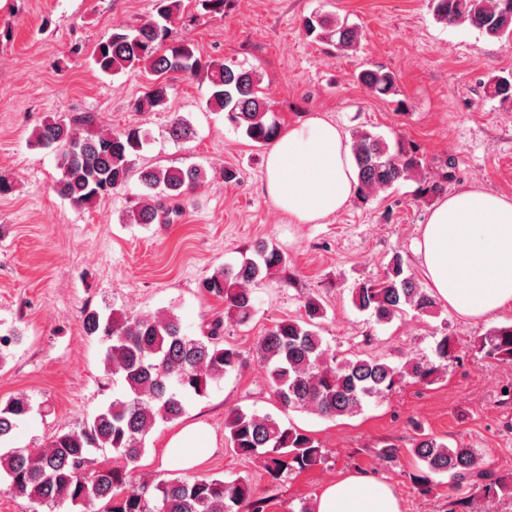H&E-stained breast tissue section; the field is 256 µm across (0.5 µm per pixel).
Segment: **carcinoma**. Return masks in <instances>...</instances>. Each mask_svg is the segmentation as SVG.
<instances>
[{
    "instance_id": "obj_1",
    "label": "carcinoma",
    "mask_w": 512,
    "mask_h": 512,
    "mask_svg": "<svg viewBox=\"0 0 512 512\" xmlns=\"http://www.w3.org/2000/svg\"><path fill=\"white\" fill-rule=\"evenodd\" d=\"M183 0H155L154 14L136 27L116 25L92 55L96 68L107 75L145 69L155 79L135 104V111L150 112L167 100L173 72H206L209 82L207 107L224 113L225 119L252 142L268 146L282 129L259 89L257 71L237 64L207 62L196 56L188 43L171 39V25L182 11ZM437 20L448 26L467 23L488 39L512 34V0H431ZM306 34L339 51L356 49L360 31L345 22H330L318 14L302 20ZM358 80L373 95L397 94L393 71L383 66L362 69ZM488 94L512 104V79L493 76ZM92 119L50 120L37 127L33 143L51 148L60 156L57 195L77 207H91L136 178L144 189L142 200L129 212L131 224L170 223L179 212L166 202L181 201L203 178L197 166L132 167L131 156L146 140L139 125L102 133L90 129ZM352 151L358 169L357 196L367 201L380 192L408 180L422 169L414 144L398 140L389 145L368 131L353 134ZM445 170L426 181L423 197L436 198L447 189L451 177ZM287 258L264 243L254 257L237 266L224 267L205 277L202 288L224 300L227 318L249 323L256 312L254 290L285 267ZM352 303L379 324L391 322L403 307L427 314L436 307L431 292L421 288L404 259L395 254L385 275L352 288ZM305 316L281 319L258 344L269 386L281 408L306 411L324 418L357 413L370 399H379L403 379L429 383L439 366L413 358L400 366L377 358L337 359L321 336L322 303L309 297ZM83 329L105 345L103 362L114 381L121 383L107 406L80 424L54 435L45 448L33 452L14 448L0 455V477L11 489L37 506L69 503L86 512H263V500L253 497L250 485L240 479L199 476L193 480H162L155 493L136 489L132 470L145 449L146 437L157 422H171L185 413L184 395L203 396L224 376L241 365V354L224 346V321L213 320L198 336L183 329L178 315L167 310L153 316H129L112 310L104 316L85 314ZM473 350L512 364V324L497 327L472 341ZM30 411L23 396L0 404V442L10 439ZM225 437L235 453L261 456L274 481L293 471L310 469L321 462L323 448L312 436L282 425L270 414L235 409L224 417ZM112 449L122 466L99 461L93 454ZM410 453L424 467L420 481L446 474L449 484H480L485 496L512 494V480L495 478L482 469L479 457L463 445L451 447L432 435H419Z\"/></svg>"
}]
</instances>
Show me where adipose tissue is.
Segmentation results:
<instances>
[{
  "label": "adipose tissue",
  "instance_id": "1",
  "mask_svg": "<svg viewBox=\"0 0 512 512\" xmlns=\"http://www.w3.org/2000/svg\"><path fill=\"white\" fill-rule=\"evenodd\" d=\"M263 184L292 223L317 224L348 207L357 168L344 131L322 114L281 130L269 147ZM417 253L432 292L458 315L481 319L512 307V198L473 187L445 196L421 227ZM213 437L184 426L162 450L165 463L190 468L194 449ZM314 512H402L391 485L355 472L325 484Z\"/></svg>",
  "mask_w": 512,
  "mask_h": 512
}]
</instances>
